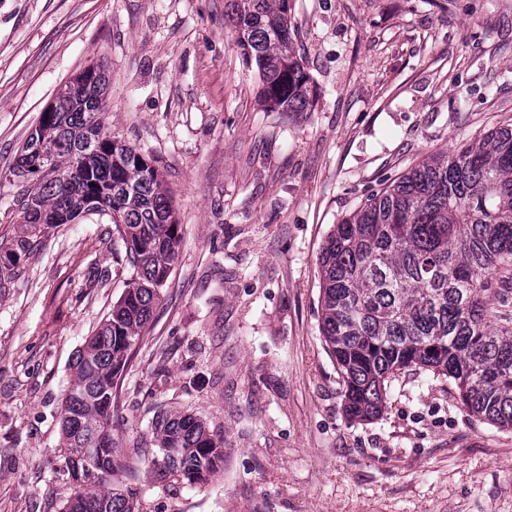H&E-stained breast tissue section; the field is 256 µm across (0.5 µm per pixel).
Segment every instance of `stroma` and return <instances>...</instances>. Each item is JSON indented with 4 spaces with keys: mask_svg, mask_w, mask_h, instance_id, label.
Returning <instances> with one entry per match:
<instances>
[{
    "mask_svg": "<svg viewBox=\"0 0 512 512\" xmlns=\"http://www.w3.org/2000/svg\"><path fill=\"white\" fill-rule=\"evenodd\" d=\"M225 0H0V172L61 87L110 77L113 138L157 160L179 258L124 374L118 454L154 407L224 438L207 483L141 482V512H512V430L424 373L349 421L320 332L334 224L428 156L512 122V0H293L314 107L267 112ZM125 246L86 214L0 282V512H61L75 356L126 289Z\"/></svg>",
    "mask_w": 512,
    "mask_h": 512,
    "instance_id": "1",
    "label": "stroma"
}]
</instances>
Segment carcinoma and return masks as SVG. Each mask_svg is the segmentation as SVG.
Returning a JSON list of instances; mask_svg holds the SVG:
<instances>
[{"instance_id":"1","label":"carcinoma","mask_w":512,"mask_h":512,"mask_svg":"<svg viewBox=\"0 0 512 512\" xmlns=\"http://www.w3.org/2000/svg\"><path fill=\"white\" fill-rule=\"evenodd\" d=\"M243 60L255 66L269 112L313 105L310 76L292 44L291 0H226ZM65 84L8 174L33 187L21 200L20 235L0 253V279L16 273L38 239L92 199L125 245L128 288L88 337L62 410L67 475L95 479L71 491L62 512H138L121 475L202 484L224 470V437L186 414L154 412L156 449L117 462L112 410L140 332L152 319L178 258L181 224L155 160L105 129L99 106L109 78L94 65ZM319 331L343 382L344 410L378 419L387 389L416 369L448 378L474 416L512 429V123L476 145L420 162L371 194L327 236L320 254Z\"/></svg>"}]
</instances>
